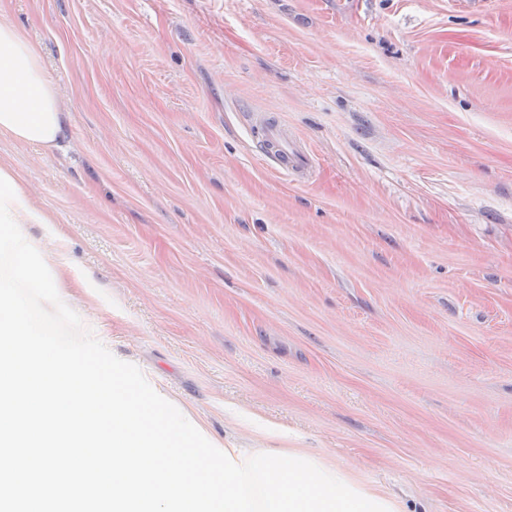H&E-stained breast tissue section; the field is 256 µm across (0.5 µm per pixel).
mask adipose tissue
Returning <instances> with one entry per match:
<instances>
[{
	"mask_svg": "<svg viewBox=\"0 0 512 512\" xmlns=\"http://www.w3.org/2000/svg\"><path fill=\"white\" fill-rule=\"evenodd\" d=\"M0 133L50 150L66 135V117L37 48L0 22Z\"/></svg>",
	"mask_w": 512,
	"mask_h": 512,
	"instance_id": "obj_1",
	"label": "adipose tissue"
}]
</instances>
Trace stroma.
Segmentation results:
<instances>
[{
  "mask_svg": "<svg viewBox=\"0 0 512 512\" xmlns=\"http://www.w3.org/2000/svg\"><path fill=\"white\" fill-rule=\"evenodd\" d=\"M67 114L0 165L58 294L216 447L512 512V0H0ZM311 153L286 176L253 115Z\"/></svg>",
  "mask_w": 512,
  "mask_h": 512,
  "instance_id": "stroma-1",
  "label": "stroma"
}]
</instances>
